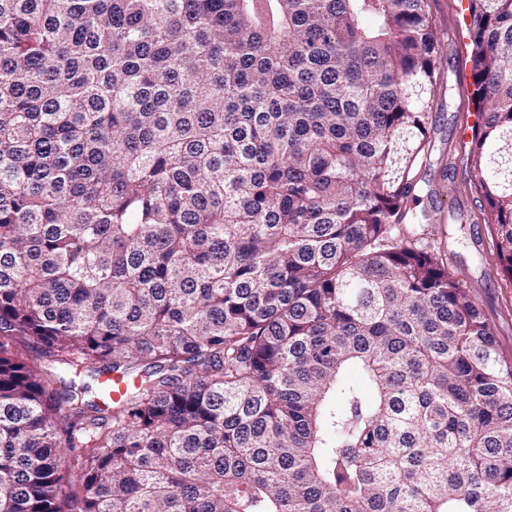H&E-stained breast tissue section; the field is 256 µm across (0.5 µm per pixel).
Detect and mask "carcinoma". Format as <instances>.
<instances>
[{
  "mask_svg": "<svg viewBox=\"0 0 512 512\" xmlns=\"http://www.w3.org/2000/svg\"><path fill=\"white\" fill-rule=\"evenodd\" d=\"M468 12L512 279V0ZM440 63L429 0H0V512H512V362L400 232Z\"/></svg>",
  "mask_w": 512,
  "mask_h": 512,
  "instance_id": "obj_1",
  "label": "carcinoma"
}]
</instances>
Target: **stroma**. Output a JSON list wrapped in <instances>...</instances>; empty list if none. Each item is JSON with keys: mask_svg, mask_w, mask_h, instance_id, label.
Here are the masks:
<instances>
[{"mask_svg": "<svg viewBox=\"0 0 512 512\" xmlns=\"http://www.w3.org/2000/svg\"><path fill=\"white\" fill-rule=\"evenodd\" d=\"M430 6L435 34L443 44L441 88L429 114L427 163L417 170V198L409 203L401 229L407 235L419 233L428 216H441L448 269L478 303L500 350L511 357L512 280L494 261L482 199L461 160L476 111L465 31L467 0H430Z\"/></svg>", "mask_w": 512, "mask_h": 512, "instance_id": "obj_1", "label": "stroma"}]
</instances>
